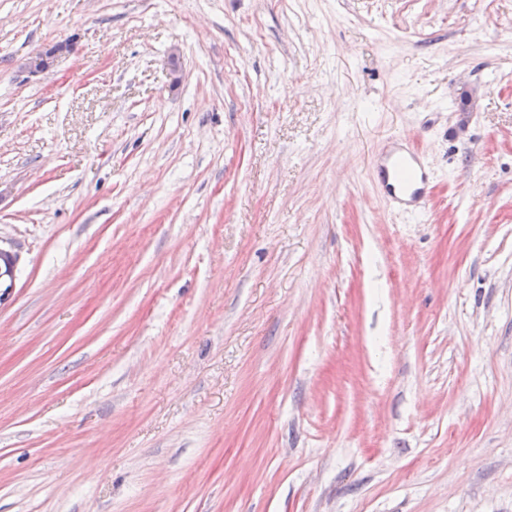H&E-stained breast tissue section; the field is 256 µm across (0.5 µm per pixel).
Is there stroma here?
I'll list each match as a JSON object with an SVG mask.
<instances>
[{
	"instance_id": "stroma-1",
	"label": "stroma",
	"mask_w": 512,
	"mask_h": 512,
	"mask_svg": "<svg viewBox=\"0 0 512 512\" xmlns=\"http://www.w3.org/2000/svg\"><path fill=\"white\" fill-rule=\"evenodd\" d=\"M0 246V512H512V0H0ZM382 185L393 196L395 206L403 212H421L423 197L430 185V174L410 152L396 149L385 157ZM0 260V288H5L1 294L4 297L14 286L19 257L16 253L0 246Z\"/></svg>"
}]
</instances>
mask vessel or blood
<instances>
[{
  "instance_id": "b4317fda",
  "label": "vessel or blood",
  "mask_w": 512,
  "mask_h": 512,
  "mask_svg": "<svg viewBox=\"0 0 512 512\" xmlns=\"http://www.w3.org/2000/svg\"><path fill=\"white\" fill-rule=\"evenodd\" d=\"M382 166V185L404 212H419L430 185V174L410 152L398 149L385 157Z\"/></svg>"
}]
</instances>
